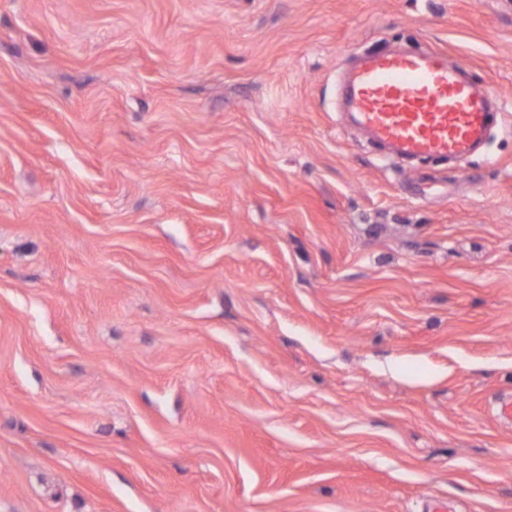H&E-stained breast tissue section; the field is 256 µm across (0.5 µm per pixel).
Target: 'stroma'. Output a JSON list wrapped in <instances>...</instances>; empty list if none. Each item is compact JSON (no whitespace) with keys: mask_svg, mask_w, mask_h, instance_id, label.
<instances>
[{"mask_svg":"<svg viewBox=\"0 0 512 512\" xmlns=\"http://www.w3.org/2000/svg\"><path fill=\"white\" fill-rule=\"evenodd\" d=\"M485 146L402 168L352 55ZM512 0H0V512H512ZM490 96L434 50L368 55L345 86L359 129L407 158L469 154L496 115Z\"/></svg>","mask_w":512,"mask_h":512,"instance_id":"stroma-1","label":"stroma"}]
</instances>
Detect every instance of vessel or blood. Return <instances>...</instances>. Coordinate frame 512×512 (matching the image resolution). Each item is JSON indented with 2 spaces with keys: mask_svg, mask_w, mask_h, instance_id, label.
Returning a JSON list of instances; mask_svg holds the SVG:
<instances>
[{
  "mask_svg": "<svg viewBox=\"0 0 512 512\" xmlns=\"http://www.w3.org/2000/svg\"><path fill=\"white\" fill-rule=\"evenodd\" d=\"M490 96L434 50L368 55L345 86L359 129L407 158L469 154L494 118Z\"/></svg>",
  "mask_w": 512,
  "mask_h": 512,
  "instance_id": "vessel-or-blood-1",
  "label": "vessel or blood"
}]
</instances>
